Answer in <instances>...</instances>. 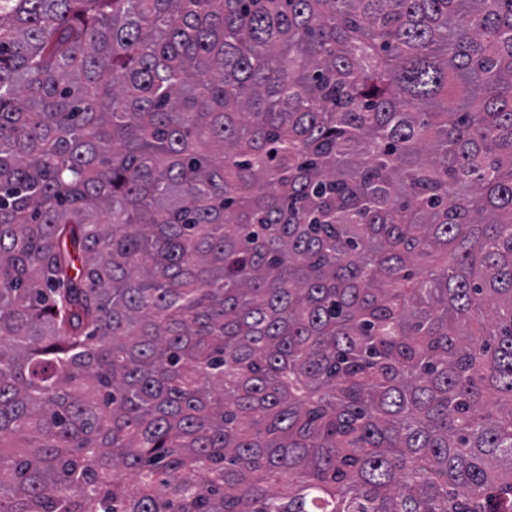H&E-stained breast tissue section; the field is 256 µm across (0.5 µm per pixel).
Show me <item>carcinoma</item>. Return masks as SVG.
<instances>
[{
  "instance_id": "1",
  "label": "carcinoma",
  "mask_w": 512,
  "mask_h": 512,
  "mask_svg": "<svg viewBox=\"0 0 512 512\" xmlns=\"http://www.w3.org/2000/svg\"><path fill=\"white\" fill-rule=\"evenodd\" d=\"M0 512H512V0H0Z\"/></svg>"
}]
</instances>
